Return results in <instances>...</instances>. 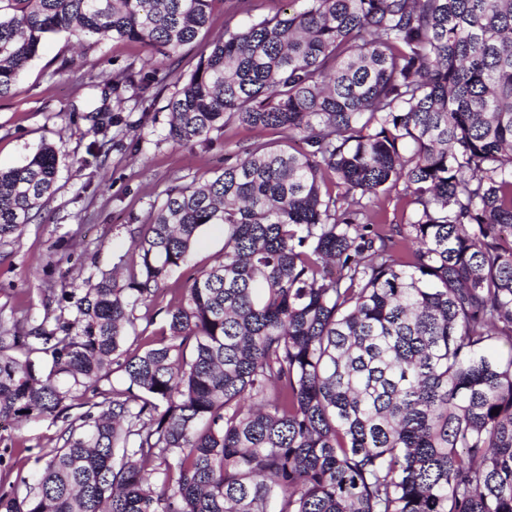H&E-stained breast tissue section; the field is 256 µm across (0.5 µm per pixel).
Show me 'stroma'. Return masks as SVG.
I'll list each match as a JSON object with an SVG mask.
<instances>
[{"label":"stroma","instance_id":"stroma-1","mask_svg":"<svg viewBox=\"0 0 512 512\" xmlns=\"http://www.w3.org/2000/svg\"><path fill=\"white\" fill-rule=\"evenodd\" d=\"M287 0H251L248 13H235L234 0H214L210 28L185 47L176 75H188L210 42L225 28L282 14ZM67 33L51 35L20 75L14 96L0 99V170L23 164L41 144L54 146L58 173L54 195L39 217L19 236L0 242V323L23 318L39 323L50 289L81 288L88 277L125 264L131 237L146 224L174 184H189L222 171L226 154L262 139L232 126L212 132L208 141L182 146L168 137L164 105L172 82L146 83L140 91L154 101L141 126L116 136L118 144L95 159L96 111L131 110L134 101L117 102L112 83L127 65L142 67L153 55L138 43L85 40L75 47ZM224 253V227H202L188 267L163 283L159 305L184 287L191 269L213 265ZM62 425L49 419L0 429V487L31 478L38 456L59 446Z\"/></svg>","mask_w":512,"mask_h":512}]
</instances>
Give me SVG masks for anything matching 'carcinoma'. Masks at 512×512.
<instances>
[{
	"mask_svg": "<svg viewBox=\"0 0 512 512\" xmlns=\"http://www.w3.org/2000/svg\"><path fill=\"white\" fill-rule=\"evenodd\" d=\"M212 2L0 0V98L60 32L178 62ZM288 5L225 28L165 105L183 145L280 140L170 186L126 277L0 329V425L64 423L0 512H512V356L490 351L512 347V0ZM172 74L130 67L112 94ZM129 126L110 114L92 148ZM57 167L44 143L0 171L1 241ZM393 192L398 224L379 218ZM207 224L223 258L154 312L161 340L138 333ZM114 365L127 387L100 389Z\"/></svg>",
	"mask_w": 512,
	"mask_h": 512,
	"instance_id": "cac0c4a2",
	"label": "carcinoma"
}]
</instances>
